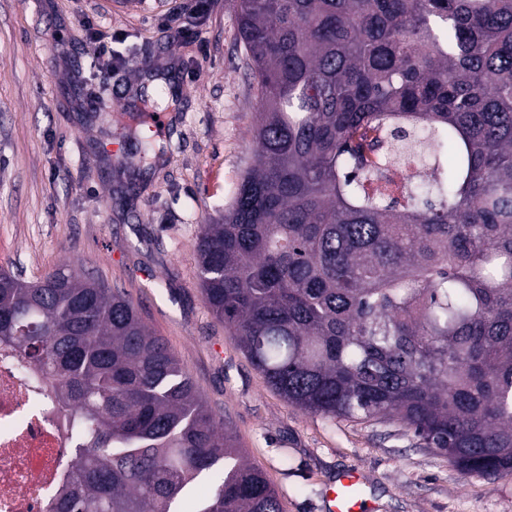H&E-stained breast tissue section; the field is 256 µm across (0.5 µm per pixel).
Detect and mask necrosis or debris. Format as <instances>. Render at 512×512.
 Returning a JSON list of instances; mask_svg holds the SVG:
<instances>
[{"instance_id": "4bbe7bcc", "label": "necrosis or debris", "mask_w": 512, "mask_h": 512, "mask_svg": "<svg viewBox=\"0 0 512 512\" xmlns=\"http://www.w3.org/2000/svg\"><path fill=\"white\" fill-rule=\"evenodd\" d=\"M425 173L415 161L392 163L374 190L404 204ZM73 448L43 376L0 351V512H47L73 465Z\"/></svg>"}]
</instances>
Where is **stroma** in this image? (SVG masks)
<instances>
[{"label":"stroma","mask_w":512,"mask_h":512,"mask_svg":"<svg viewBox=\"0 0 512 512\" xmlns=\"http://www.w3.org/2000/svg\"><path fill=\"white\" fill-rule=\"evenodd\" d=\"M236 33L229 0L203 19L187 0H0V267L32 280L69 262L123 289L284 512H327V486L354 467L370 512H512V477L463 475L394 421L289 404L205 305L197 237L253 162L259 110ZM151 72L179 95L159 105L162 148L143 164L87 100L133 110Z\"/></svg>","instance_id":"1"}]
</instances>
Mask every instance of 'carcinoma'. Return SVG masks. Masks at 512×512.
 I'll list each match as a JSON object with an SVG mask.
<instances>
[{
  "mask_svg": "<svg viewBox=\"0 0 512 512\" xmlns=\"http://www.w3.org/2000/svg\"><path fill=\"white\" fill-rule=\"evenodd\" d=\"M254 163L202 225V298L306 413L397 419L512 477V0H230ZM153 115H103L156 148ZM410 144L437 176L369 191ZM452 164L439 168V156ZM0 349L51 384L74 463L49 512H283L119 288L0 269Z\"/></svg>",
  "mask_w": 512,
  "mask_h": 512,
  "instance_id": "1",
  "label": "carcinoma"
}]
</instances>
